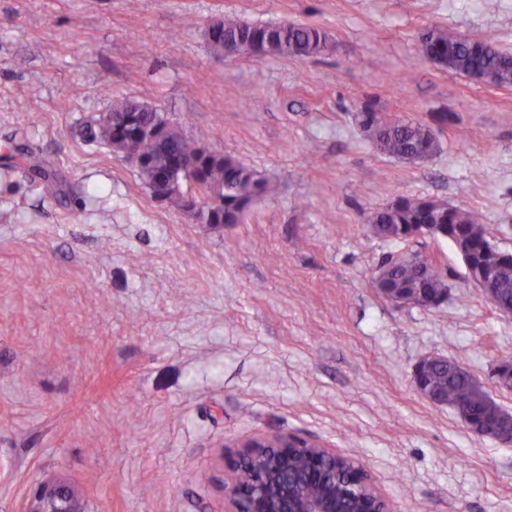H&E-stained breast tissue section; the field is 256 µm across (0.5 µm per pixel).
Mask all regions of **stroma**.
<instances>
[{
  "instance_id": "obj_1",
  "label": "stroma",
  "mask_w": 512,
  "mask_h": 512,
  "mask_svg": "<svg viewBox=\"0 0 512 512\" xmlns=\"http://www.w3.org/2000/svg\"><path fill=\"white\" fill-rule=\"evenodd\" d=\"M234 15L324 29L298 59L215 50ZM512 53V0H0V512L63 481L83 512H224L223 448L295 433L363 464L395 512H512V444L415 388L426 356L493 373L512 316L444 239L368 219L400 195L482 214L512 252V86L418 52L433 27ZM115 98L276 186L239 224L154 200L139 170L81 137ZM364 112L427 125L415 163L379 153ZM417 253L436 308L374 286Z\"/></svg>"
}]
</instances>
